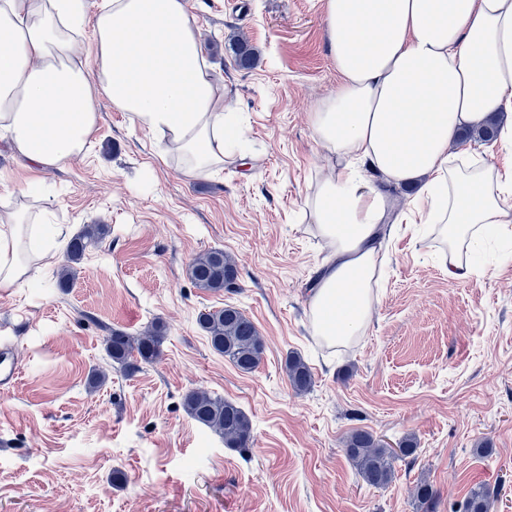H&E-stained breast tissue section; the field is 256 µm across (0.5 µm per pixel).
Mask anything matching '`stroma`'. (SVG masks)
Here are the masks:
<instances>
[{
	"label": "stroma",
	"instance_id": "35a3bbf8",
	"mask_svg": "<svg viewBox=\"0 0 512 512\" xmlns=\"http://www.w3.org/2000/svg\"><path fill=\"white\" fill-rule=\"evenodd\" d=\"M202 47L242 120L249 166L227 159L188 176L161 159L152 136L100 99L92 147L64 166L32 171L0 138V204L65 241L88 224L108 236L75 264L69 287L51 249L35 285L0 292V345L21 378L0 404V512H421L427 479L438 512H458L471 489L501 487L490 512H512V234L485 249L471 278L449 281L445 254L422 224L388 243L369 326L345 347L314 336L309 287L325 257L301 213L310 182L330 168L309 114L333 92L320 0H187ZM242 38L251 67L230 50ZM220 248L234 259L230 292L196 288L192 259ZM231 304L265 341L260 366L239 371L215 353L199 313ZM162 351L134 374L105 351L112 330L151 321ZM299 353L315 383L295 393L284 370ZM105 372L101 386L87 382ZM205 390L240 405L247 451L196 422L182 402ZM365 429L414 455L383 488L359 481L343 450ZM488 453H479V445Z\"/></svg>",
	"mask_w": 512,
	"mask_h": 512
}]
</instances>
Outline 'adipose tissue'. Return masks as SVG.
Returning <instances> with one entry per match:
<instances>
[{
  "label": "adipose tissue",
  "instance_id": "obj_1",
  "mask_svg": "<svg viewBox=\"0 0 512 512\" xmlns=\"http://www.w3.org/2000/svg\"><path fill=\"white\" fill-rule=\"evenodd\" d=\"M82 0H0V137L33 171L65 165L98 130L107 98L185 172L221 167L242 127L201 50L186 0H104L90 46L72 33ZM339 74L310 114L336 171L309 186L303 213L326 248L311 285L315 335L342 344L369 321L382 244L419 218L448 247L452 281L474 275L485 233L512 228V161L455 153L452 142L494 113L512 147V0H323ZM418 184L412 212L366 183ZM36 225L0 224V289L30 282L26 239Z\"/></svg>",
  "mask_w": 512,
  "mask_h": 512
}]
</instances>
